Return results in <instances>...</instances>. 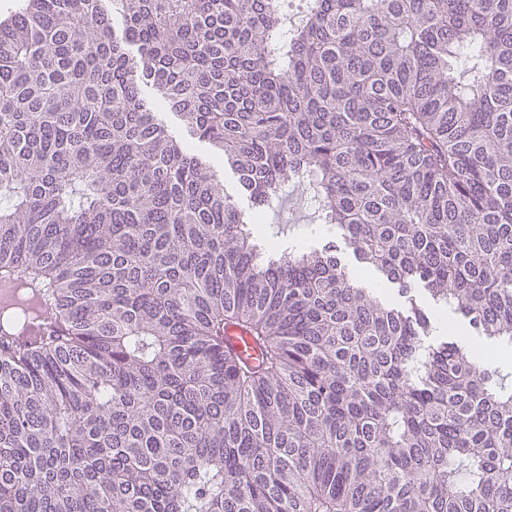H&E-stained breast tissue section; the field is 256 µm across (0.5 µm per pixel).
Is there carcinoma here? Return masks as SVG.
I'll use <instances>...</instances> for the list:
<instances>
[{
	"label": "carcinoma",
	"mask_w": 512,
	"mask_h": 512,
	"mask_svg": "<svg viewBox=\"0 0 512 512\" xmlns=\"http://www.w3.org/2000/svg\"><path fill=\"white\" fill-rule=\"evenodd\" d=\"M283 3L0 29V278L54 317L0 342V512H512V0ZM296 185L402 305L260 240ZM35 318L32 323H30L27 328L22 331L18 336H26V339L30 340L37 335H41L50 331L54 325V319L52 317V312L47 307H37L34 310Z\"/></svg>",
	"instance_id": "1"
}]
</instances>
